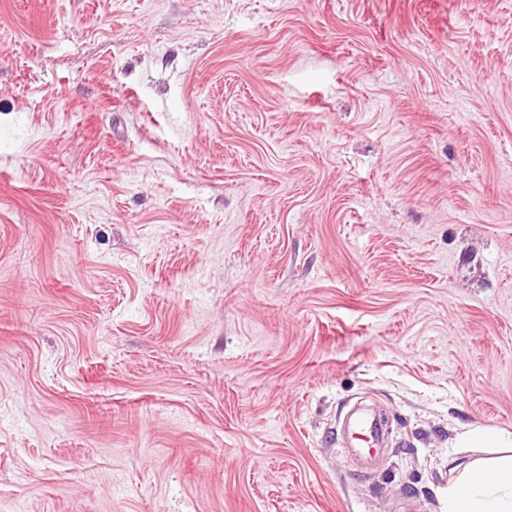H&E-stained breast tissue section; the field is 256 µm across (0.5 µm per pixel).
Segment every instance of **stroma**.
I'll use <instances>...</instances> for the list:
<instances>
[{"label": "stroma", "instance_id": "1", "mask_svg": "<svg viewBox=\"0 0 512 512\" xmlns=\"http://www.w3.org/2000/svg\"><path fill=\"white\" fill-rule=\"evenodd\" d=\"M471 427L512 0H0V512H447Z\"/></svg>", "mask_w": 512, "mask_h": 512}]
</instances>
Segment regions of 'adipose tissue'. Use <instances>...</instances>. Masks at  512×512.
<instances>
[{"instance_id":"adipose-tissue-1","label":"adipose tissue","mask_w":512,"mask_h":512,"mask_svg":"<svg viewBox=\"0 0 512 512\" xmlns=\"http://www.w3.org/2000/svg\"><path fill=\"white\" fill-rule=\"evenodd\" d=\"M465 448H501V457L479 459L448 484V512H512V433L476 427Z\"/></svg>"}]
</instances>
